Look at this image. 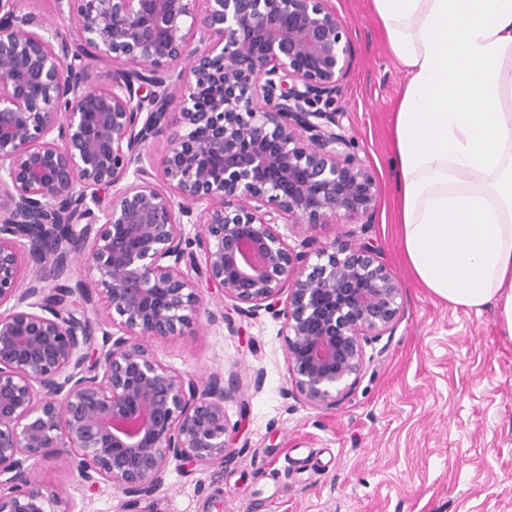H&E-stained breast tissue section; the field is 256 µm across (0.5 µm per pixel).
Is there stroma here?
Segmentation results:
<instances>
[{"label": "stroma", "mask_w": 512, "mask_h": 512, "mask_svg": "<svg viewBox=\"0 0 512 512\" xmlns=\"http://www.w3.org/2000/svg\"><path fill=\"white\" fill-rule=\"evenodd\" d=\"M350 25L354 64L335 108L380 187L372 224H327L315 246L371 242L401 282V319L367 347L357 382L313 409L291 393L281 321L267 312L201 325L156 348L162 363L235 377L224 403L223 465L171 463L168 489L128 502L108 485L75 490L84 512H512V343L497 314L433 296L403 256L393 211L389 127L404 81L369 0H332ZM262 385H255L256 374Z\"/></svg>", "instance_id": "35a3bbf8"}]
</instances>
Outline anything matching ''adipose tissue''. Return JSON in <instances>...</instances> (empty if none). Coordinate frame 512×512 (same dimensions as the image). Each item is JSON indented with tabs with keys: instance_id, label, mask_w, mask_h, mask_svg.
<instances>
[{
	"instance_id": "1",
	"label": "adipose tissue",
	"mask_w": 512,
	"mask_h": 512,
	"mask_svg": "<svg viewBox=\"0 0 512 512\" xmlns=\"http://www.w3.org/2000/svg\"><path fill=\"white\" fill-rule=\"evenodd\" d=\"M369 5L406 75L391 163L409 265L453 307H494L512 342V0Z\"/></svg>"
}]
</instances>
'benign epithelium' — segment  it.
<instances>
[{"mask_svg":"<svg viewBox=\"0 0 512 512\" xmlns=\"http://www.w3.org/2000/svg\"><path fill=\"white\" fill-rule=\"evenodd\" d=\"M56 2L76 38L0 0V512H76L36 480L47 461L83 489L146 497L173 461L224 463L236 380L154 351L203 314L232 324L197 278L240 315L282 319L292 392L313 409L357 381L402 310L372 243L287 242L377 210L330 108L353 61L332 0ZM85 46L112 64L108 86ZM76 258L91 285L64 284Z\"/></svg>","mask_w":512,"mask_h":512,"instance_id":"7a95c632","label":"benign epithelium"}]
</instances>
